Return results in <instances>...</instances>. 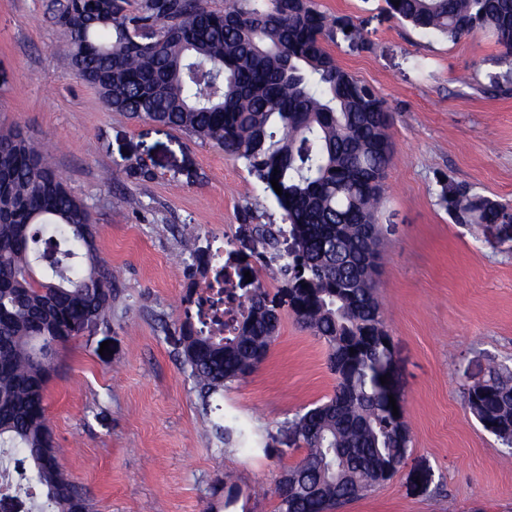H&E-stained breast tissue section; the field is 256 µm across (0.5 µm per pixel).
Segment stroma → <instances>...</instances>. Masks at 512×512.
Instances as JSON below:
<instances>
[{
    "mask_svg": "<svg viewBox=\"0 0 512 512\" xmlns=\"http://www.w3.org/2000/svg\"><path fill=\"white\" fill-rule=\"evenodd\" d=\"M313 2L350 23L326 47L391 113L376 296L410 436L398 473L339 512H512V454L464 394L490 364L512 367V250L453 223L439 199L451 178L512 202V68L484 32L451 42L383 0ZM69 41L52 0H0V129L21 125L89 207L119 292L109 321L55 355L47 416L60 461L94 512H228L230 491L229 512H277V481L305 455L288 423L336 386L325 344L282 311L263 362L206 404L178 338L208 282L254 262L256 225L282 214L223 147L107 111ZM137 164L148 179L130 175ZM217 423L245 428L246 444H224Z\"/></svg>",
    "mask_w": 512,
    "mask_h": 512,
    "instance_id": "35a3bbf8",
    "label": "stroma"
}]
</instances>
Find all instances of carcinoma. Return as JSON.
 <instances>
[{
  "mask_svg": "<svg viewBox=\"0 0 512 512\" xmlns=\"http://www.w3.org/2000/svg\"><path fill=\"white\" fill-rule=\"evenodd\" d=\"M396 19L457 41L493 34L512 66V0H384ZM77 75L110 112L146 118L214 142L264 186L287 226H256L281 286L246 282L250 263L225 273L224 335L185 322L181 355L203 401L262 363L286 308L327 347L333 396L289 430L303 459L276 492L279 512H333L393 477L407 456L404 413L393 416L380 377L388 335L374 294L370 244L393 147L377 91L336 65L325 42L350 34L313 0H59ZM278 180L277 194L270 180ZM457 224H512V204L453 180L440 196ZM295 251L278 252L279 238ZM112 272L86 204L20 128L0 131V445L22 451L51 512H92L62 468L47 418L65 346L112 311ZM469 410L512 449V369L490 367L466 388Z\"/></svg>",
  "mask_w": 512,
  "mask_h": 512,
  "instance_id": "cac0c4a2",
  "label": "carcinoma"
}]
</instances>
